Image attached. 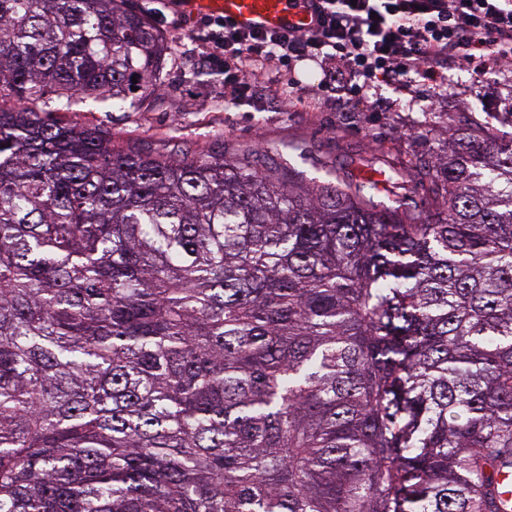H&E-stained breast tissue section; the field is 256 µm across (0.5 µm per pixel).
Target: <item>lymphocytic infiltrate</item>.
I'll list each match as a JSON object with an SVG mask.
<instances>
[{
    "label": "lymphocytic infiltrate",
    "instance_id": "lymphocytic-infiltrate-1",
    "mask_svg": "<svg viewBox=\"0 0 512 512\" xmlns=\"http://www.w3.org/2000/svg\"><path fill=\"white\" fill-rule=\"evenodd\" d=\"M315 25L287 32L246 31L223 17L201 23L207 58L224 74V101L276 95L284 108L345 102L368 88H406L412 76L436 81L451 59L485 73L494 58L512 61V0H315ZM337 58L340 73L315 85L274 91L268 74L285 62Z\"/></svg>",
    "mask_w": 512,
    "mask_h": 512
}]
</instances>
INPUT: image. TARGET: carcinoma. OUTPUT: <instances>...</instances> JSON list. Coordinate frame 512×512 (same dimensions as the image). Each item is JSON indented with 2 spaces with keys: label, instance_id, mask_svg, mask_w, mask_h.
Instances as JSON below:
<instances>
[{
  "label": "carcinoma",
  "instance_id": "1",
  "mask_svg": "<svg viewBox=\"0 0 512 512\" xmlns=\"http://www.w3.org/2000/svg\"><path fill=\"white\" fill-rule=\"evenodd\" d=\"M125 3L0 0V512H512V139L114 144L54 114L151 92Z\"/></svg>",
  "mask_w": 512,
  "mask_h": 512
}]
</instances>
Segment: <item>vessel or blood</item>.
Here are the masks:
<instances>
[{
	"mask_svg": "<svg viewBox=\"0 0 512 512\" xmlns=\"http://www.w3.org/2000/svg\"><path fill=\"white\" fill-rule=\"evenodd\" d=\"M196 15H218L244 30L300 29L311 25L313 14L300 0H183Z\"/></svg>",
	"mask_w": 512,
	"mask_h": 512,
	"instance_id": "1",
	"label": "vessel or blood"
}]
</instances>
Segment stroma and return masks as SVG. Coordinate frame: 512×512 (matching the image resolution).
<instances>
[{
	"label": "stroma",
	"mask_w": 512,
	"mask_h": 512,
	"mask_svg": "<svg viewBox=\"0 0 512 512\" xmlns=\"http://www.w3.org/2000/svg\"><path fill=\"white\" fill-rule=\"evenodd\" d=\"M128 6L154 23L168 46L156 89L133 105L112 108L84 98L57 115L113 143L197 155L250 148L261 164L321 178L325 162L345 166L351 153L379 141L403 157L446 151L449 129L464 124L512 138V68L491 69L477 82L454 63L444 68L437 92L418 83L404 90L382 85L366 93L379 103L375 112H285L268 98L228 107L222 78L199 62L190 35L196 16L171 0H128Z\"/></svg>",
	"instance_id": "obj_1"
}]
</instances>
